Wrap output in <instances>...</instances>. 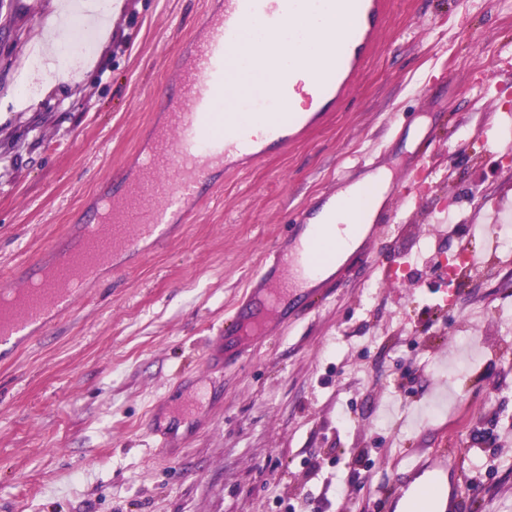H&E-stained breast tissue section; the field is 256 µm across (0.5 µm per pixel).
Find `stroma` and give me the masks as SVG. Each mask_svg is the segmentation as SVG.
<instances>
[{
  "label": "stroma",
  "mask_w": 512,
  "mask_h": 512,
  "mask_svg": "<svg viewBox=\"0 0 512 512\" xmlns=\"http://www.w3.org/2000/svg\"><path fill=\"white\" fill-rule=\"evenodd\" d=\"M55 2L0 0V281L76 234L112 172H134L208 0H125L83 81L55 77L23 109ZM370 165L413 186L383 203L393 228L326 295L272 318L247 360L210 372L204 350L299 211ZM209 180L193 223L0 358V512H402L396 489L445 448L461 454L467 512H512V254L418 317L469 243L449 213L483 219V196L512 206V0H390L338 111ZM155 407L160 450L144 429Z\"/></svg>",
  "instance_id": "1"
}]
</instances>
